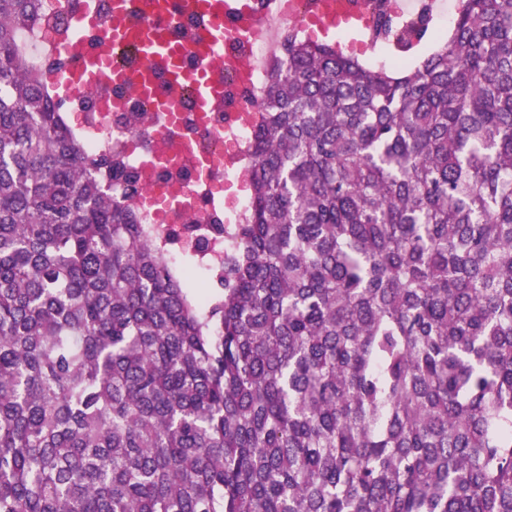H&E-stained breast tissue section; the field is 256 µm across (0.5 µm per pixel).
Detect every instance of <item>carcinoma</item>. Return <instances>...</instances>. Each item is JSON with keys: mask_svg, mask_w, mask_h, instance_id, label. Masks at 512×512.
Segmentation results:
<instances>
[{"mask_svg": "<svg viewBox=\"0 0 512 512\" xmlns=\"http://www.w3.org/2000/svg\"><path fill=\"white\" fill-rule=\"evenodd\" d=\"M40 5L0 0V512H512V0L414 66L288 33L204 303L27 68Z\"/></svg>", "mask_w": 512, "mask_h": 512, "instance_id": "obj_1", "label": "carcinoma"}]
</instances>
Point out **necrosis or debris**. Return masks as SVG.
Listing matches in <instances>:
<instances>
[{"label":"necrosis or debris","instance_id":"4bbe7bcc","mask_svg":"<svg viewBox=\"0 0 512 512\" xmlns=\"http://www.w3.org/2000/svg\"><path fill=\"white\" fill-rule=\"evenodd\" d=\"M83 0H43L41 12L34 25L23 32L20 43L33 68H46L56 45L54 35L71 30V18L80 11ZM269 29L266 40L252 44L233 41L227 44L229 54L253 63V84L246 95H238L232 76H225L227 97L223 107L210 112L206 124H199L195 103L185 88L157 80L153 90L140 94L125 90L120 82L109 78L82 89L66 101L65 112H77L80 123L74 132L87 154L103 153L118 156L123 174L139 176L141 161L154 151L163 122L157 108L162 99L179 98L178 124L181 130L196 134V150L206 156L221 145L233 146L237 160L233 166H214L213 181L228 188V196L214 199L204 208L172 210L168 229L171 233L167 260L172 267L187 271L196 287H205L214 266L224 255V246L234 243L233 229L243 223L251 207L246 188L248 170L252 163V145L257 118L256 101L261 97L268 78L267 63L280 50L289 31L299 30L295 18L285 15L266 17ZM239 108L241 119L237 126H227L226 107Z\"/></svg>","mask_w":512,"mask_h":512}]
</instances>
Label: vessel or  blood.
<instances>
[{
    "mask_svg": "<svg viewBox=\"0 0 512 512\" xmlns=\"http://www.w3.org/2000/svg\"><path fill=\"white\" fill-rule=\"evenodd\" d=\"M366 0H310L305 12V28L313 38L326 36L337 25H344L352 39L367 36L371 18ZM277 0H112L107 19H99L96 10L85 8L76 20V30L60 37L63 66L52 68L51 77L63 96H70L88 80H98L113 67L117 46L132 43L142 61L123 69L126 84L146 89L157 77L190 88L199 111H208L224 98V83L217 72L225 64L239 76V87H249L253 68L239 59L224 55V44L230 32L237 31L253 38L266 35L258 22L259 12H273ZM184 14L200 16L201 22L191 35L189 47L167 41L159 26L173 23ZM191 52L197 67L184 69L181 58ZM157 152L179 153L185 161H193L194 145L185 139L162 135Z\"/></svg>",
    "mask_w": 512,
    "mask_h": 512,
    "instance_id": "b4317fda",
    "label": "vessel or blood"
}]
</instances>
